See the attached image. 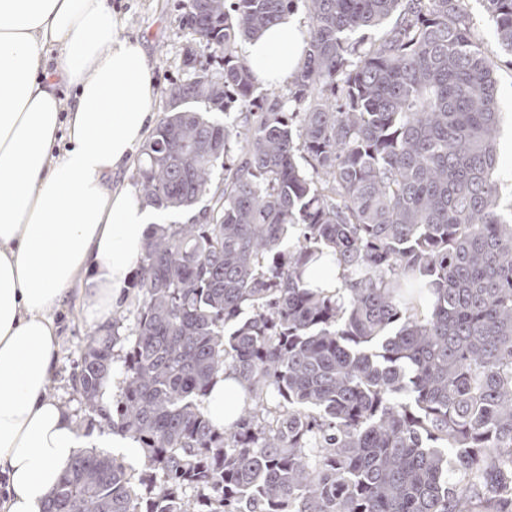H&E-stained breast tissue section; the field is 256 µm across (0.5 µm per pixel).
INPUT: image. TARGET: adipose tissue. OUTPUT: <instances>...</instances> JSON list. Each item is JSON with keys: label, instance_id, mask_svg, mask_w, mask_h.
<instances>
[{"label": "adipose tissue", "instance_id": "ef3b65f1", "mask_svg": "<svg viewBox=\"0 0 512 512\" xmlns=\"http://www.w3.org/2000/svg\"><path fill=\"white\" fill-rule=\"evenodd\" d=\"M107 0H0V512H43L85 444L47 386L58 361L51 315L70 293L104 324L125 288L153 210L113 186L147 132L155 99L144 49L122 38ZM306 34L284 16L248 45L266 84L302 59ZM55 54L47 74L45 55ZM68 146L56 151L59 130ZM244 391L218 374L204 410L240 415Z\"/></svg>", "mask_w": 512, "mask_h": 512}]
</instances>
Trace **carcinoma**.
Returning <instances> with one entry per match:
<instances>
[{
  "mask_svg": "<svg viewBox=\"0 0 512 512\" xmlns=\"http://www.w3.org/2000/svg\"><path fill=\"white\" fill-rule=\"evenodd\" d=\"M294 2L188 0L210 61L187 50L135 188L157 209L208 204L149 232L129 336L118 320L89 336L75 378L88 423L145 468L82 448L44 512H512L492 63L463 0H306L302 63L262 93L237 44ZM483 2L512 54V0ZM323 257L342 270L331 294L304 280ZM226 369L245 401L219 427L202 402Z\"/></svg>",
  "mask_w": 512,
  "mask_h": 512,
  "instance_id": "1",
  "label": "carcinoma"
}]
</instances>
